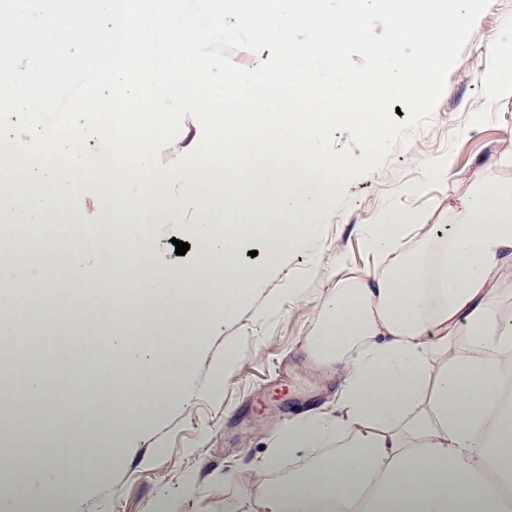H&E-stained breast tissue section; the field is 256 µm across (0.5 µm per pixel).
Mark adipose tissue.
I'll use <instances>...</instances> for the list:
<instances>
[{
	"label": "adipose tissue",
	"instance_id": "ef3b65f1",
	"mask_svg": "<svg viewBox=\"0 0 512 512\" xmlns=\"http://www.w3.org/2000/svg\"><path fill=\"white\" fill-rule=\"evenodd\" d=\"M47 175L43 168L13 186L27 201L13 211L14 223L121 225L112 254H100L95 270L149 301L105 300L95 314L76 304L51 324L13 296L9 278L0 275L5 343L38 336L35 355L53 357L57 351L46 342L54 337L79 347L90 331L110 336L109 369L83 367L88 386L55 395L72 412L71 419H56L55 428L84 453L121 449L153 426L157 409L185 400L193 375L188 345L154 348L144 339L204 337L232 318L262 276L238 261L241 246L258 232L276 254L314 237L322 193L220 198L225 212L248 204L268 214L257 231L249 224L216 226L219 197L194 182L144 195L125 179L106 209L92 192L59 205L40 189ZM286 210L287 225L277 218ZM413 221L390 211L383 228L365 240L378 258L374 268L337 285L317 307L307 350L339 368L340 397L333 413L312 410L275 427L270 459L285 461L329 443L335 451L306 459L278 482L258 470L237 512H512V318L502 312L512 299V182L463 201L448 227L449 245L407 244ZM157 224H189L214 243L224 258L223 297L214 293L210 258L175 268L157 262L146 234ZM132 248L141 270L133 281L115 261ZM45 383L43 375L23 370L13 391L0 393V411L13 418L0 425V471L12 476L22 501H72L84 488L83 468L63 465L52 441L32 435L29 411Z\"/></svg>",
	"mask_w": 512,
	"mask_h": 512
}]
</instances>
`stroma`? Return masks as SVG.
I'll return each instance as SVG.
<instances>
[{
  "label": "stroma",
  "mask_w": 512,
  "mask_h": 512,
  "mask_svg": "<svg viewBox=\"0 0 512 512\" xmlns=\"http://www.w3.org/2000/svg\"><path fill=\"white\" fill-rule=\"evenodd\" d=\"M495 39L512 53V0H492L479 17L429 125L395 143L384 164L350 179L340 201L325 202L318 234L277 262L235 316L207 337L185 401L157 410L134 452L86 455V484L72 512H151L160 501L168 512H225L267 460L275 425L312 407L335 408L336 369L311 359L305 343L317 327L316 305L340 281L375 265L365 236L393 210L416 216L412 238L437 236L477 184L512 181V96L492 90L498 61L489 44ZM443 163L449 173L437 175ZM173 238L188 243L185 255L173 253ZM152 251L166 265H190L207 255L209 244L188 225L165 224L153 231ZM292 279L305 284L296 297L285 289ZM271 294L277 306L256 320L255 310ZM228 340L237 344L240 362L221 392L208 393L203 386L223 366Z\"/></svg>",
  "instance_id": "1"
}]
</instances>
